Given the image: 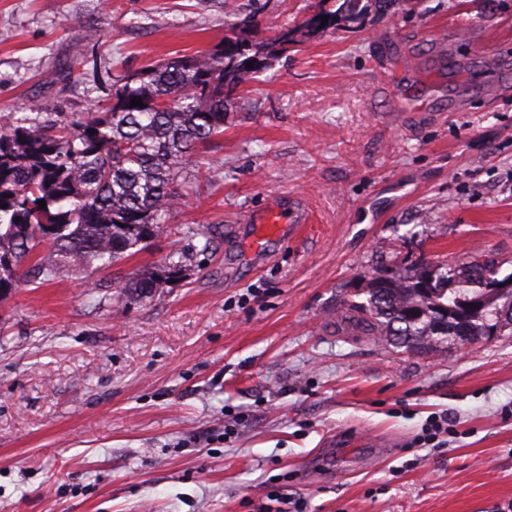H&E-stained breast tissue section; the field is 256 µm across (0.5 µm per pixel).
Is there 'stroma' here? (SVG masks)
I'll return each mask as SVG.
<instances>
[{
    "label": "stroma",
    "mask_w": 512,
    "mask_h": 512,
    "mask_svg": "<svg viewBox=\"0 0 512 512\" xmlns=\"http://www.w3.org/2000/svg\"><path fill=\"white\" fill-rule=\"evenodd\" d=\"M225 2L0 0L1 116L108 104L245 18L253 43L295 32L117 270L181 251L180 279L130 300L85 267L0 301V512H512V334L408 352L342 321L381 271L512 276V0H399L313 36L323 0ZM286 198L309 223L254 255L245 216Z\"/></svg>",
    "instance_id": "35a3bbf8"
}]
</instances>
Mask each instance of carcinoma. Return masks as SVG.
I'll list each match as a JSON object with an SVG mask.
<instances>
[{
  "label": "carcinoma",
  "instance_id": "cac0c4a2",
  "mask_svg": "<svg viewBox=\"0 0 512 512\" xmlns=\"http://www.w3.org/2000/svg\"><path fill=\"white\" fill-rule=\"evenodd\" d=\"M310 21L315 31L361 17L360 0H338ZM328 16L322 25V16ZM292 40L291 31L252 45L236 34L214 51L148 65L115 89L112 102L44 123L0 122V299L20 269L45 281L77 266L110 267L147 247L180 204L174 184L185 158L224 134L227 104ZM252 67H247V63ZM135 98L144 106H131ZM46 202L42 209L39 202ZM48 252L40 254V247ZM172 252L151 268L112 279L122 296L148 297L186 270ZM491 261L401 269L371 277L366 300L348 308L353 331L408 350L458 345L512 328V283Z\"/></svg>",
  "mask_w": 512,
  "mask_h": 512
}]
</instances>
